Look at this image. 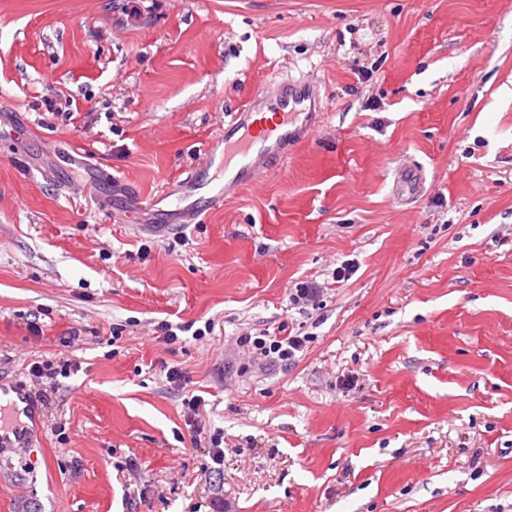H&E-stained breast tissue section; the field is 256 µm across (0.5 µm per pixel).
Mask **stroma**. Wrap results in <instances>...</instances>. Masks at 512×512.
<instances>
[{
    "mask_svg": "<svg viewBox=\"0 0 512 512\" xmlns=\"http://www.w3.org/2000/svg\"><path fill=\"white\" fill-rule=\"evenodd\" d=\"M138 9L0 0V384L46 424L0 447V512H512V0ZM280 73L320 87L309 139L144 228ZM282 331L286 363L238 342Z\"/></svg>",
    "mask_w": 512,
    "mask_h": 512,
    "instance_id": "1",
    "label": "stroma"
}]
</instances>
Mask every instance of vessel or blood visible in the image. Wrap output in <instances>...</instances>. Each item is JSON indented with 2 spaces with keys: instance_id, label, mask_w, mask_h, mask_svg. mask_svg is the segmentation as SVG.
<instances>
[{
  "instance_id": "vessel-or-blood-1",
  "label": "vessel or blood",
  "mask_w": 512,
  "mask_h": 512,
  "mask_svg": "<svg viewBox=\"0 0 512 512\" xmlns=\"http://www.w3.org/2000/svg\"><path fill=\"white\" fill-rule=\"evenodd\" d=\"M260 109L278 115L279 122L274 128L252 121L253 112ZM321 109L320 97L306 83L292 78L266 81L244 109L232 113L229 130L221 138L222 150L207 148L204 169L194 171L184 180L181 195L167 203L169 214L187 211L192 217H199L201 211L197 195L221 201L232 191L254 184L267 172L268 157L287 155L303 142V128L297 123L299 115ZM6 409L17 420L14 439H24L30 421L38 416L36 401L19 390L9 400Z\"/></svg>"
}]
</instances>
